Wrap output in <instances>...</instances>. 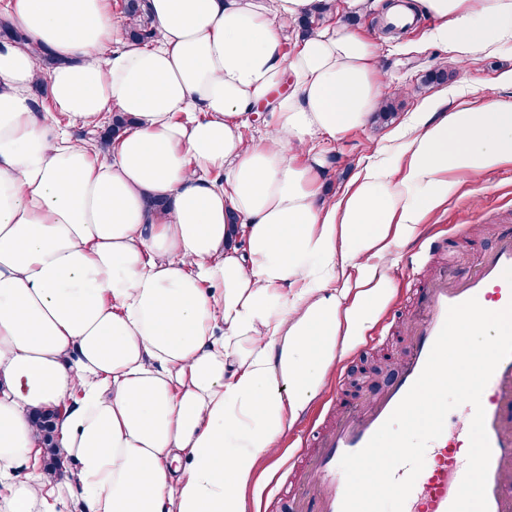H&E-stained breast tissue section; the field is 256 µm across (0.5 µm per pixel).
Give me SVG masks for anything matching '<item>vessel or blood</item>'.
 I'll list each match as a JSON object with an SVG mask.
<instances>
[{"mask_svg": "<svg viewBox=\"0 0 512 512\" xmlns=\"http://www.w3.org/2000/svg\"><path fill=\"white\" fill-rule=\"evenodd\" d=\"M477 298L486 309L512 305V234L490 253L477 257L471 272L457 277L440 270L418 296L409 348L397 381L364 408H353L317 437L314 454L296 453L288 468V496H301L305 512H341L345 478L339 467L344 454L361 450L391 415L421 374L450 306ZM491 447L487 478L489 512H512V357L500 362L481 398ZM474 414L465 405L451 433L429 443L426 453L436 465L418 476L403 512H448L464 476L467 457L455 446L469 440Z\"/></svg>", "mask_w": 512, "mask_h": 512, "instance_id": "vessel-or-blood-1", "label": "vessel or blood"}]
</instances>
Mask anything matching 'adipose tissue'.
I'll return each mask as SVG.
<instances>
[{
    "label": "adipose tissue",
    "instance_id": "obj_1",
    "mask_svg": "<svg viewBox=\"0 0 512 512\" xmlns=\"http://www.w3.org/2000/svg\"><path fill=\"white\" fill-rule=\"evenodd\" d=\"M316 4L148 0L161 38L138 45L109 0H10L27 41L0 39L6 512H58L72 488L87 512H245L258 458L386 299L394 247L451 173L512 162V99L462 103L419 116L397 175L323 196L315 140L362 128L383 72L345 24L283 54ZM419 4L460 66L512 45V0ZM266 101L272 132L246 140ZM114 108L134 122L111 146L72 137ZM40 407L62 411L60 474L37 469Z\"/></svg>",
    "mask_w": 512,
    "mask_h": 512
}]
</instances>
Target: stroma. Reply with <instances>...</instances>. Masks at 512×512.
Wrapping results in <instances>:
<instances>
[{
    "label": "stroma",
    "mask_w": 512,
    "mask_h": 512,
    "mask_svg": "<svg viewBox=\"0 0 512 512\" xmlns=\"http://www.w3.org/2000/svg\"><path fill=\"white\" fill-rule=\"evenodd\" d=\"M312 22L317 27L348 23L373 43L385 72L382 93L396 102V114L389 122H371L336 139L318 138L317 149L325 160V192H341L369 163L395 168L402 135L424 103L512 98V85L501 80L502 74L512 70V50L480 58L466 68L458 66L448 50L433 41L431 34L438 22L426 13H419L414 26L393 34L384 30L382 7L355 15L348 11L345 0H340L335 9L313 14ZM441 69L453 71V78L421 89L424 76ZM453 180L455 189L443 205L425 214L418 236L398 245L392 288L360 334L359 351L337 355L325 375V384L306 405V413L315 415L318 424L334 425L340 406L371 397L374 369L402 361L416 313L411 298L420 281L432 278L444 265L458 275L468 272L478 254L493 251L500 234L512 229V163L490 173L457 174ZM437 231L444 236L443 246L425 253L414 270H407L404 258L419 247L424 237ZM278 446L277 456L259 459L244 490L245 512H264L268 498L284 482L293 449L289 436H282Z\"/></svg>",
    "instance_id": "obj_1"
}]
</instances>
